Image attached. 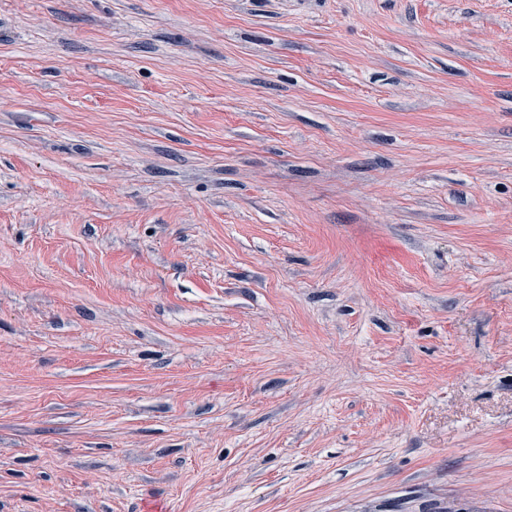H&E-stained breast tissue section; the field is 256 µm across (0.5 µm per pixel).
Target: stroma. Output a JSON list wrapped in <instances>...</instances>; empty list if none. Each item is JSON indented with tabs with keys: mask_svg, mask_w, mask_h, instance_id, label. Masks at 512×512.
I'll return each instance as SVG.
<instances>
[{
	"mask_svg": "<svg viewBox=\"0 0 512 512\" xmlns=\"http://www.w3.org/2000/svg\"><path fill=\"white\" fill-rule=\"evenodd\" d=\"M512 512V0H0V512Z\"/></svg>",
	"mask_w": 512,
	"mask_h": 512,
	"instance_id": "1",
	"label": "stroma"
}]
</instances>
